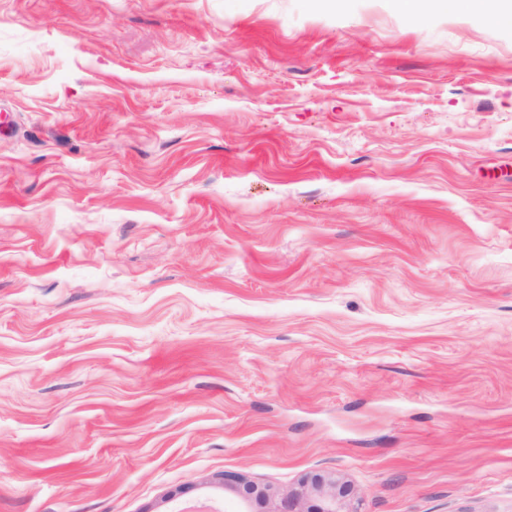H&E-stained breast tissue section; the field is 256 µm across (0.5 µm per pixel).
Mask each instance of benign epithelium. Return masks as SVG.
I'll use <instances>...</instances> for the list:
<instances>
[{
  "instance_id": "obj_1",
  "label": "benign epithelium",
  "mask_w": 512,
  "mask_h": 512,
  "mask_svg": "<svg viewBox=\"0 0 512 512\" xmlns=\"http://www.w3.org/2000/svg\"><path fill=\"white\" fill-rule=\"evenodd\" d=\"M215 483L237 494L247 505L264 506L268 512H294L310 503L311 512H348V486L331 474H314L304 478L299 488L284 497L276 489L260 487L240 475L222 474Z\"/></svg>"
}]
</instances>
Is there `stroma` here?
<instances>
[{
	"mask_svg": "<svg viewBox=\"0 0 512 512\" xmlns=\"http://www.w3.org/2000/svg\"><path fill=\"white\" fill-rule=\"evenodd\" d=\"M512 512V29L466 0H0V512ZM404 8L406 17L417 24L436 10H448L456 5V0H398ZM214 484L224 485L237 494L249 508L252 503L265 506L269 512H288L301 509L306 502L312 512H358L348 508L350 490L348 486L331 474H314L304 478L299 488L283 497L277 489L260 487L246 481L240 475L221 474Z\"/></svg>",
	"mask_w": 512,
	"mask_h": 512,
	"instance_id": "stroma-1",
	"label": "stroma"
}]
</instances>
